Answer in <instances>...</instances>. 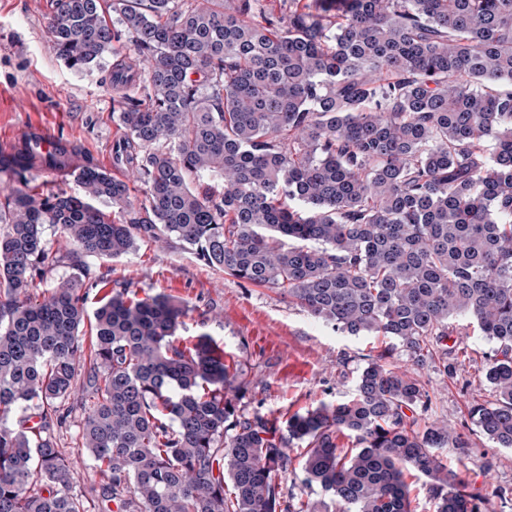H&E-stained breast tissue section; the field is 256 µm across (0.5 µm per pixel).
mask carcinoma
I'll return each instance as SVG.
<instances>
[{"mask_svg": "<svg viewBox=\"0 0 512 512\" xmlns=\"http://www.w3.org/2000/svg\"><path fill=\"white\" fill-rule=\"evenodd\" d=\"M49 2L68 67L99 68L123 40L137 53L139 71L111 82L138 91L118 102L115 156L143 199L91 163L69 195L43 179L53 159L0 158L19 183L0 199V512H88L51 435L82 367L78 448L109 474L102 512H414L408 472L434 512L512 507V491L482 499L448 472L436 450L466 457L469 440L419 427L429 394L390 362L399 346L453 372L451 321L472 320L495 350L470 413L512 448V0H288L279 18L262 0ZM48 225L83 268L175 238L338 332L394 344L351 398L282 423L242 405L252 382L208 335L178 341L187 308L168 295L113 292L85 351L78 281L31 298L55 262ZM295 464L329 500L284 488Z\"/></svg>", "mask_w": 512, "mask_h": 512, "instance_id": "cac0c4a2", "label": "carcinoma"}]
</instances>
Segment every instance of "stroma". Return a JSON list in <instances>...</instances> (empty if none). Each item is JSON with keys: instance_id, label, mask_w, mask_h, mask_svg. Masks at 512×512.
I'll return each mask as SVG.
<instances>
[{"instance_id": "stroma-1", "label": "stroma", "mask_w": 512, "mask_h": 512, "mask_svg": "<svg viewBox=\"0 0 512 512\" xmlns=\"http://www.w3.org/2000/svg\"><path fill=\"white\" fill-rule=\"evenodd\" d=\"M47 11V0H0V146L37 124L77 145L100 169L128 178L127 169L113 164V149L126 130L118 116L119 92L109 81L112 64L104 62L91 73L69 69L47 31ZM45 239L56 262L34 280L32 294L39 299L47 297L59 279L83 276L54 227H47ZM87 264L93 274H107L113 288L126 287L141 297L164 293L185 300L189 312L179 338L209 335L223 348L226 362L238 364L253 380L248 409L271 416L285 418L322 402L349 398L358 370L389 344L381 336L337 332L287 297L205 266L194 248L176 241L161 245L141 239L122 258H91ZM448 342L466 345L469 352L459 358L454 374H444L433 364L414 369L399 351L394 361L400 369L415 371L428 391L431 404L425 420L448 421L469 437V456L440 449L449 470L476 494L497 486L512 489V448L487 440L469 414L474 403L489 398L481 368L493 345L473 330ZM82 419L81 409H74L65 424L53 428L52 436L61 455L75 462L76 490L92 499L109 477L91 458L76 455Z\"/></svg>"}]
</instances>
